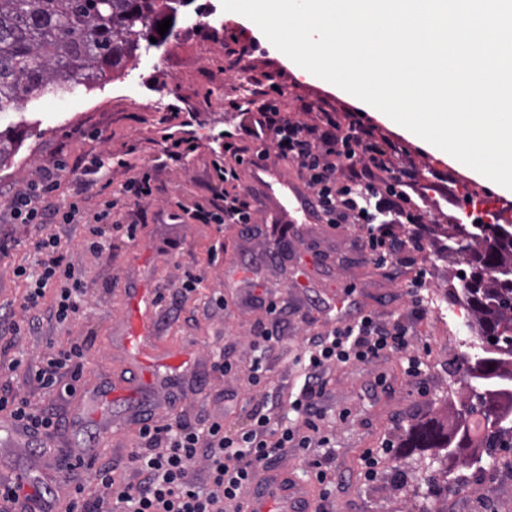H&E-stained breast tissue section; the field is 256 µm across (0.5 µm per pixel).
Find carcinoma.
I'll use <instances>...</instances> for the list:
<instances>
[{
  "label": "carcinoma",
  "instance_id": "obj_1",
  "mask_svg": "<svg viewBox=\"0 0 512 512\" xmlns=\"http://www.w3.org/2000/svg\"><path fill=\"white\" fill-rule=\"evenodd\" d=\"M189 0H0V110L35 92L87 86L137 57L141 42L159 37L157 25ZM23 132L0 131V166ZM448 260L465 263L460 288L449 295L468 312L491 352L464 370L473 376L474 402L448 429H413L402 452L436 450L448 472L481 451L512 450V236L490 224L452 225Z\"/></svg>",
  "mask_w": 512,
  "mask_h": 512
}]
</instances>
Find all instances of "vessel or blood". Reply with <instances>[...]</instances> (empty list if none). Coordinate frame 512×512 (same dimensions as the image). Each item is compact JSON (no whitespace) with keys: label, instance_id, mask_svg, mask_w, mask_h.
<instances>
[{"label":"vessel or blood","instance_id":"b4317fda","mask_svg":"<svg viewBox=\"0 0 512 512\" xmlns=\"http://www.w3.org/2000/svg\"><path fill=\"white\" fill-rule=\"evenodd\" d=\"M247 187L264 202L263 213L273 224H315L319 217L304 183L288 174L284 166L271 157L252 153L245 159ZM307 487L276 473L263 496L247 501L246 512H289L306 497Z\"/></svg>","mask_w":512,"mask_h":512}]
</instances>
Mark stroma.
Listing matches in <instances>:
<instances>
[{"label": "stroma", "mask_w": 512, "mask_h": 512, "mask_svg": "<svg viewBox=\"0 0 512 512\" xmlns=\"http://www.w3.org/2000/svg\"><path fill=\"white\" fill-rule=\"evenodd\" d=\"M233 59L251 78L286 71L281 108L288 117L317 122V113L297 112L302 99L315 102L323 97L337 107L359 104L343 89L299 76L260 28L245 16L223 11L221 0H192L179 8L174 32L161 46L142 48L122 71L90 88H74L69 97L79 102V109L53 112L49 98L34 95L0 111V130L29 131L15 157L0 167V207L14 191L36 183L42 169L57 163L72 169L100 158L126 160V167L112 166L106 178L81 194L90 212L138 172L151 171L157 187L135 239L103 225L112 242L110 254L101 257L82 249L80 234H73L71 257L88 288L84 314L61 326L45 321L41 335L17 341L26 361L33 362L45 352L47 338L88 339L79 396L54 401L28 380L24 366L10 369L9 357L0 356V385L20 389L40 407L57 402L62 417L60 427L44 437L39 456H29L25 436L13 435L10 447H0V467L47 476L56 489L65 479L83 482L89 477L83 468L59 470L56 455L61 448H81L124 467L138 443L135 405L152 400L153 419L163 424L169 418L166 397L171 393L180 397L190 419L220 414L228 425L242 424L253 396L255 361L263 360L271 387L291 392L302 380L296 359L308 334L334 326L336 314L328 306L349 288L360 309L410 321L412 345L408 353H390L369 366L333 365L326 370L328 410L321 429L332 439L338 471L328 498H321L320 485L302 462L303 457L319 456V449H285L278 467L309 482L314 512H419L429 493L422 477L437 467L429 453L386 458L372 482L361 476L360 456L367 448L400 443L410 428L433 418H457L470 399L461 381L464 358L431 294L436 286L453 285L456 270L442 252L453 216L465 208L467 196L484 195L491 187L369 110L365 116L376 136L403 147L395 163L409 168L419 184H432L437 171L456 180L453 202L436 197L421 227L395 225L400 248L392 263L373 264L356 224L286 230L261 220L247 226L170 220L173 202L191 210L207 204L217 191L210 177V148L235 124L233 113L224 109L226 99L240 93L229 69ZM185 120L199 148L185 160H168L159 142L166 133L183 136ZM41 233L37 224L0 221V236L21 241L0 256V305L19 304L24 285L12 269L28 261L25 240ZM188 269L205 273L203 288L183 289ZM422 269L427 280L415 296L407 283ZM263 295L283 306L291 323L289 335L265 353L252 344L253 334L270 320L259 302ZM174 300L179 303L175 317L157 325L159 310ZM221 355L235 365L230 374L210 369ZM412 356L423 370L416 378L407 374ZM93 391L111 394L109 433L98 432L92 417L78 415L80 395ZM345 408L350 415L343 420L339 412ZM444 504L448 512H512V476L479 483L470 466L458 467L448 477Z\"/></svg>", "instance_id": "stroma-1"}]
</instances>
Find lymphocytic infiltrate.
Segmentation results:
<instances>
[{
  "label": "lymphocytic infiltrate",
  "mask_w": 512,
  "mask_h": 512,
  "mask_svg": "<svg viewBox=\"0 0 512 512\" xmlns=\"http://www.w3.org/2000/svg\"><path fill=\"white\" fill-rule=\"evenodd\" d=\"M277 76L264 74L251 80L245 94L229 99L228 111L240 122L225 131L218 147L220 161L213 168L223 190L210 206L198 207L191 218L198 224H249L256 208L241 194L240 166L247 149L237 142L246 135L280 160L290 161L310 191L324 223L331 226L360 224L366 231L363 244L374 262L389 264L396 252L393 227L420 224L424 209L409 193L412 176L390 160L396 146L377 141L373 127L353 120L340 125L330 110L301 101L300 111H320L318 123L308 124L285 117L272 91ZM61 173L41 176L33 189L17 193L7 204L17 224L46 227L45 235L32 242L30 265L13 270L27 285L20 308L23 319L0 316V336L12 349L22 335L41 332L43 316L63 324L79 315L87 285L69 256L70 241L54 232L57 224L81 230L89 250L103 254L112 249L102 240L98 227L109 223L120 202L132 201L144 213L153 199V177L142 173L121 186L118 198L107 201L98 212L88 213L78 200L57 197ZM412 330L403 319L386 320L371 312L356 311L340 319L334 329L310 336L304 351L306 374L297 394L290 398L297 425L272 427L263 406H255L248 423L225 426L223 418L197 422L176 413L173 421L158 425L143 419L140 447L131 449L128 466L136 480H128L109 463L92 461L95 493L75 486L64 512H224L225 506L242 508L243 490L258 482L287 448L309 450L312 444L326 447L330 438L318 426L324 416V372L335 364L368 365L389 353L407 350ZM89 343L70 341L68 346H49L38 361L28 364L31 380L45 390L66 398L75 395L84 372ZM0 412L7 413L18 431L34 436L56 425L50 409H34L20 391L0 388ZM205 478H198V471Z\"/></svg>",
  "instance_id": "1"
}]
</instances>
